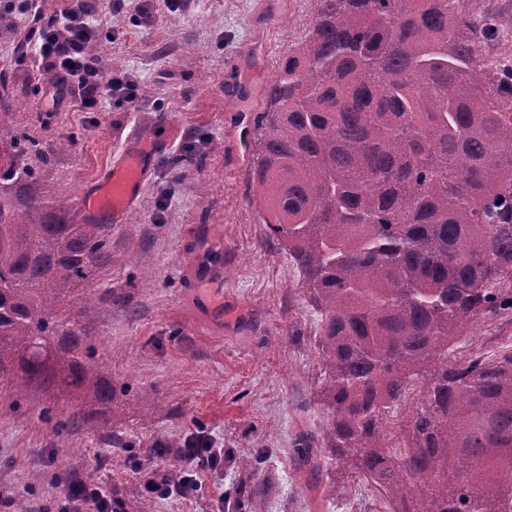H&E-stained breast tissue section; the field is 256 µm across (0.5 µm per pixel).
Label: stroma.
<instances>
[{
    "instance_id": "1",
    "label": "stroma",
    "mask_w": 512,
    "mask_h": 512,
    "mask_svg": "<svg viewBox=\"0 0 512 512\" xmlns=\"http://www.w3.org/2000/svg\"><path fill=\"white\" fill-rule=\"evenodd\" d=\"M314 0H96L106 69L132 75V102L104 98L81 112L53 103L43 72L25 55L35 23L17 16L0 28V108L24 112L55 150L40 166L59 205L71 206L123 152L149 134L161 148L138 208L112 227V248L133 256L99 273L93 338L116 386L120 428L131 446L113 448L97 419L56 432L40 416L79 409L78 393L17 399L0 383V512H58L61 486L30 489L35 471L95 472L116 512L140 492L132 469L155 454L158 437L209 435L224 470L200 475L190 498L149 500L150 512H386V501L341 463L325 458L320 405L318 316L287 254L269 237L253 201V111L282 58L309 34ZM219 243L216 282L224 317L203 328L211 292L199 263L203 240ZM512 349V314L479 321L453 349L493 357ZM312 442L310 461L295 444ZM247 459L254 472L239 468Z\"/></svg>"
}]
</instances>
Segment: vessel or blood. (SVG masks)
<instances>
[{"mask_svg":"<svg viewBox=\"0 0 512 512\" xmlns=\"http://www.w3.org/2000/svg\"><path fill=\"white\" fill-rule=\"evenodd\" d=\"M158 144L141 136L130 141L111 168L74 201L76 210L104 224L124 223L142 195Z\"/></svg>","mask_w":512,"mask_h":512,"instance_id":"1","label":"vessel or blood"}]
</instances>
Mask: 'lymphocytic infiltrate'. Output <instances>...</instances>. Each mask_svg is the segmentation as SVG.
Here are the masks:
<instances>
[{"mask_svg":"<svg viewBox=\"0 0 512 512\" xmlns=\"http://www.w3.org/2000/svg\"><path fill=\"white\" fill-rule=\"evenodd\" d=\"M94 0H68L61 14L41 23V35L32 50L53 74L51 86L57 101H69L71 106L86 111L94 109L103 96L119 102L134 98L131 78L121 72L105 71L98 57L88 47L98 41L100 33L92 24ZM224 466L223 449L214 447L203 434L186 439L179 449L174 465L143 468L141 491L158 494H195L201 483V471L218 470Z\"/></svg>","mask_w":512,"mask_h":512,"instance_id":"obj_1","label":"lymphocytic infiltrate"}]
</instances>
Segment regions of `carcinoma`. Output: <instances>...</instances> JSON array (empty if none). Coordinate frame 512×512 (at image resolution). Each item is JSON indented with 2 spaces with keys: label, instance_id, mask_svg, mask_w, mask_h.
Instances as JSON below:
<instances>
[{
  "label": "carcinoma",
  "instance_id": "1",
  "mask_svg": "<svg viewBox=\"0 0 512 512\" xmlns=\"http://www.w3.org/2000/svg\"><path fill=\"white\" fill-rule=\"evenodd\" d=\"M475 0H316L254 119V199L320 315L327 458L391 512H512V352L458 358L475 323L512 310V61ZM0 169V380L72 388L106 417L116 389L92 338L112 225L52 204L25 162ZM408 400L406 442L384 427Z\"/></svg>",
  "mask_w": 512,
  "mask_h": 512
}]
</instances>
